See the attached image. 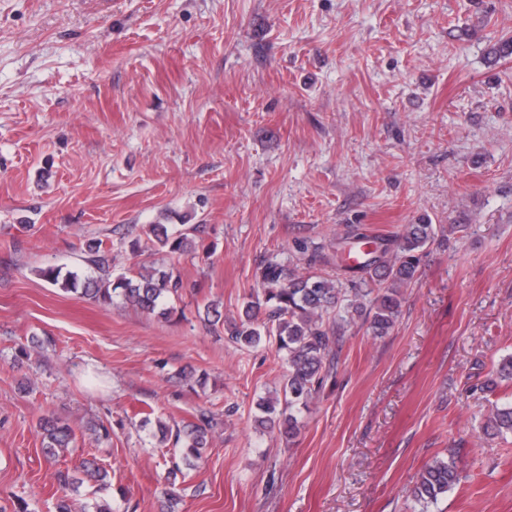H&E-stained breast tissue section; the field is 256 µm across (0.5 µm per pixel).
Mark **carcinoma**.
I'll return each instance as SVG.
<instances>
[{"label":"carcinoma","mask_w":512,"mask_h":512,"mask_svg":"<svg viewBox=\"0 0 512 512\" xmlns=\"http://www.w3.org/2000/svg\"><path fill=\"white\" fill-rule=\"evenodd\" d=\"M149 234L162 251L171 254L188 251L187 237L164 224L150 225ZM442 234L444 229L427 219L403 224L398 233L388 237L370 236L353 227L343 243L350 250L359 249L361 260L345 265L334 279L317 272H301L275 257L259 267L258 291L245 303L242 314L227 324L226 331L233 342L248 347L275 343L286 365L283 399L268 398L259 403L265 414L262 425L277 426L290 436L297 433L296 413L307 408L324 386L323 370L335 335L336 309L344 311L342 321L351 322L363 315L374 335H387L400 315L405 290L418 279L423 257ZM88 252L98 277H81L73 271L64 273L60 268H49L43 276L65 292L90 296L103 304L111 305L118 300L161 318L170 315L167 302L182 288L174 271L153 269L140 271L135 278L123 273L114 277L103 242L90 243ZM500 381L512 386V356L503 359L496 377L487 379L483 387L495 388ZM213 425L214 417L205 414L201 415V424L188 430L174 429L157 421L162 439L172 441L174 448H181V454L170 460L169 483L163 491L167 509H172L177 501L175 481L182 472L181 465L190 466L193 460L201 458ZM38 427L43 435V451L50 459L60 457L74 439L69 424L57 418L43 417ZM486 429L497 435L512 434V402L495 407L486 421ZM79 472L99 482L108 476L107 470L96 461L83 460L71 470L55 473L59 489L64 492L82 483L83 479L76 477ZM461 480L462 473L454 456L436 458L407 488L406 496L420 507V512H428L430 505Z\"/></svg>","instance_id":"cac0c4a2"}]
</instances>
